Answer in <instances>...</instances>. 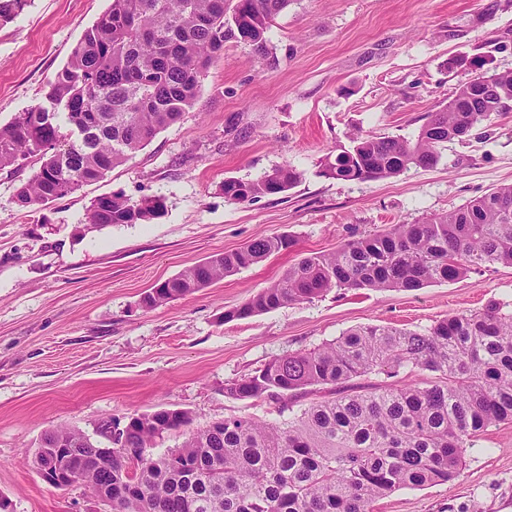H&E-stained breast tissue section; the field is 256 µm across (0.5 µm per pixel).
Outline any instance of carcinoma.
Segmentation results:
<instances>
[{"label": "carcinoma", "mask_w": 512, "mask_h": 512, "mask_svg": "<svg viewBox=\"0 0 512 512\" xmlns=\"http://www.w3.org/2000/svg\"><path fill=\"white\" fill-rule=\"evenodd\" d=\"M290 0H111L103 17L72 47L47 83L49 119L40 104L0 125V171L35 157L38 168L15 188L21 209L74 194L132 160L199 98L202 79L235 40L270 58L266 33ZM28 0H0V24ZM460 85L417 139L358 133L325 160L321 174L343 181L393 177L437 163L440 148L462 140L493 116L512 111V71ZM300 179L283 164L256 180L226 179L224 197L252 202L290 190ZM164 199L123 194L94 199L85 223L147 224ZM295 245L289 234L216 254L154 286L153 309L197 292ZM512 267V184L429 219L395 224L327 253H309L271 286L224 319L247 318L333 289L409 291L455 281L492 265ZM432 380L400 383L414 373ZM382 381L365 384L363 380ZM320 386L336 396L293 409V398ZM228 397L267 398L288 418L278 424L239 416L188 433L182 446L154 456L164 433L191 424L165 409L131 416L125 439L112 437V458L98 441L70 428L45 433L33 453L73 448L72 484L92 494L112 487V512H372L403 488L453 481L467 449L489 427L512 422V312L497 302L451 315L421 330L367 324L335 341L278 357L224 387Z\"/></svg>", "instance_id": "1"}]
</instances>
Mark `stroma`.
<instances>
[{
  "instance_id": "obj_1",
  "label": "stroma",
  "mask_w": 512,
  "mask_h": 512,
  "mask_svg": "<svg viewBox=\"0 0 512 512\" xmlns=\"http://www.w3.org/2000/svg\"><path fill=\"white\" fill-rule=\"evenodd\" d=\"M110 0H31L0 25V124L42 103L83 32ZM274 56L228 41L194 108L129 162L35 211L15 187L34 172L0 171V499L8 512H98L99 502L45 483L32 464L60 426L93 434L107 418L183 409L202 428L230 416L281 422L279 403L225 397L227 383L269 361L366 324L419 330L489 301L512 305L501 265L414 291L332 290L225 320L312 252L391 225L443 214L512 184V112L398 176L340 181L322 162L353 133L414 140L460 84L512 71V0H290L266 34ZM290 164L285 193L235 203L225 179ZM157 195L147 224L90 228L96 197ZM292 249L151 310L157 283L209 256L272 234ZM374 512H512V423L490 427L452 482L405 488Z\"/></svg>"
}]
</instances>
